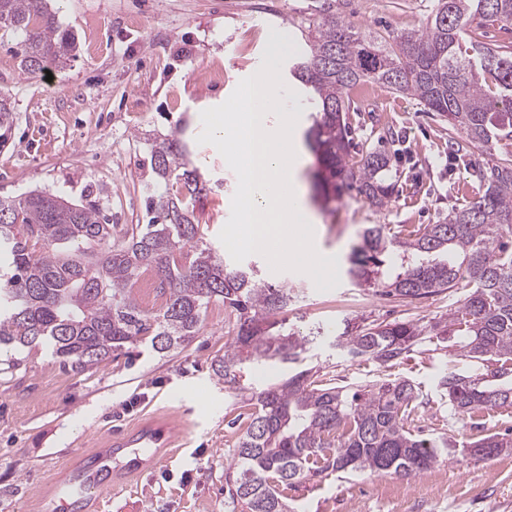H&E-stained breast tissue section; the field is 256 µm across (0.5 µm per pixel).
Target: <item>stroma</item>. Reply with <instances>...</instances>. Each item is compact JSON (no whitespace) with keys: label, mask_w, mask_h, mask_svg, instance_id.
I'll use <instances>...</instances> for the list:
<instances>
[{"label":"stroma","mask_w":512,"mask_h":512,"mask_svg":"<svg viewBox=\"0 0 512 512\" xmlns=\"http://www.w3.org/2000/svg\"><path fill=\"white\" fill-rule=\"evenodd\" d=\"M318 0H61L60 27L74 35L78 52L66 67L25 73L12 36L0 34V92L13 106L0 126V199L46 190L74 201H94L114 224L145 223L143 186L151 179L148 148L154 137L187 125L197 137L203 110L224 103L240 80L262 63L270 32L287 34L297 52L305 43L299 24ZM432 0H344L342 16L355 29L385 34L425 24ZM356 137L392 139L394 189L382 211L356 193L336 201H310L314 244L335 256L340 284L316 290L312 279L272 271L262 255L242 262L265 282L292 288L289 326L311 336L305 367L340 386L404 378L422 400L411 428L472 442L512 429V408L464 421L454 418L437 381L465 361L423 342L409 358L382 367L351 360L336 346L344 320L447 319L463 291L412 302L355 286L347 274L351 248L368 224L394 235L435 224L455 205L478 198L481 170L512 155V141L470 147L464 159L449 148L448 124L411 97L381 89L353 113ZM194 162L209 190L195 221L218 243L230 217L237 176L216 148L200 144ZM226 312L211 304L200 332L164 354L115 352L77 373L44 347L25 352L19 369L0 372V512H48L52 499L71 489L55 485L61 464L98 447L108 432L175 415L181 445L170 447L158 469L103 493L101 512H224V465L247 424L249 403L228 397L212 363L228 341ZM369 473H333L288 489L294 512H378L365 493ZM404 498L398 512H512V452L479 459L457 452L415 480L391 476Z\"/></svg>","instance_id":"1"}]
</instances>
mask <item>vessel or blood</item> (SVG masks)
<instances>
[{
    "instance_id": "b4317fda",
    "label": "vessel or blood",
    "mask_w": 512,
    "mask_h": 512,
    "mask_svg": "<svg viewBox=\"0 0 512 512\" xmlns=\"http://www.w3.org/2000/svg\"><path fill=\"white\" fill-rule=\"evenodd\" d=\"M181 435L173 419L138 424L126 432L111 436L104 447L84 453L71 469L69 480L79 483L77 496L65 501V512H87L96 492L111 490L113 476L139 477L145 469L164 462V448L170 447Z\"/></svg>"
}]
</instances>
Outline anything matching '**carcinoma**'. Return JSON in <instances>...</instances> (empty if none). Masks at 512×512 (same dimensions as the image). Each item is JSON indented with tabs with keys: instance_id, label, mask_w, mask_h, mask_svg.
I'll return each instance as SVG.
<instances>
[{
	"instance_id": "1",
	"label": "carcinoma",
	"mask_w": 512,
	"mask_h": 512,
	"mask_svg": "<svg viewBox=\"0 0 512 512\" xmlns=\"http://www.w3.org/2000/svg\"><path fill=\"white\" fill-rule=\"evenodd\" d=\"M340 7L341 0H323L319 16L302 26L305 52L290 68L315 111L305 142L325 199L354 189L383 209L391 198L386 150L368 146L359 159L351 155L349 91L364 82L416 98L471 146L512 140V46L493 48L475 38L464 45L472 26H511L512 0H435L424 26L386 36L355 30L338 16ZM2 29L17 39L29 73L47 63L63 66L78 50L60 30L50 0H0ZM189 154L176 135L153 140L145 224L120 228L94 204L47 192L0 200V349L16 352L8 369L24 362L17 353L36 345L77 371L139 346L165 353L199 333L215 302L233 316L234 336L214 373L235 393L246 390L241 380L252 366L305 359L309 337L278 319L290 289L230 266L203 243L193 216L206 184ZM173 178L182 183L175 198L160 191ZM480 180L483 195L451 208L438 224L399 239L384 224L368 225L348 270L356 285L406 302L468 287L448 322L349 323L337 340L351 357L388 366L433 332L452 339L462 360L495 362L486 374L450 370L441 378L460 419L512 406V158L480 172ZM144 269L164 298L159 310L143 307L134 293ZM310 373L251 390L255 412L224 466L228 512H290L284 490L297 483L333 472L409 480L456 452L447 437L421 438L408 426L419 398L408 381L347 388ZM479 448L500 454L512 449V437L492 434L466 446L474 456Z\"/></svg>"
}]
</instances>
